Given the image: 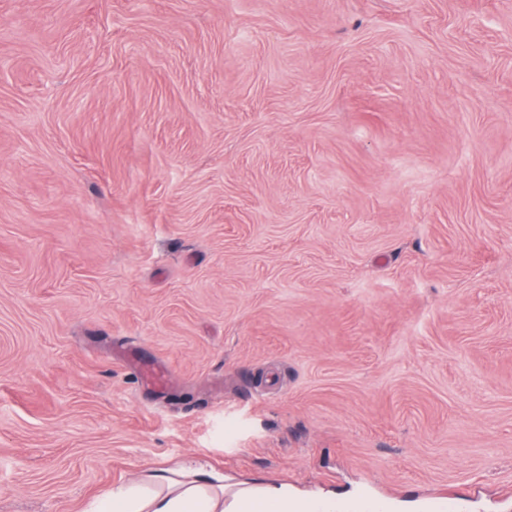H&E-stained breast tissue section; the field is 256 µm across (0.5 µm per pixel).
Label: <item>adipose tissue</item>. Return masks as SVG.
I'll use <instances>...</instances> for the list:
<instances>
[{
    "instance_id": "adipose-tissue-1",
    "label": "adipose tissue",
    "mask_w": 512,
    "mask_h": 512,
    "mask_svg": "<svg viewBox=\"0 0 512 512\" xmlns=\"http://www.w3.org/2000/svg\"><path fill=\"white\" fill-rule=\"evenodd\" d=\"M226 490L223 475L202 466L151 467L95 499L87 512H358L346 499L299 497L283 482L242 485L232 496Z\"/></svg>"
}]
</instances>
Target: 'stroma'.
I'll return each mask as SVG.
<instances>
[{
	"mask_svg": "<svg viewBox=\"0 0 512 512\" xmlns=\"http://www.w3.org/2000/svg\"><path fill=\"white\" fill-rule=\"evenodd\" d=\"M186 460L512 512V0H0V512Z\"/></svg>",
	"mask_w": 512,
	"mask_h": 512,
	"instance_id": "1",
	"label": "stroma"
}]
</instances>
